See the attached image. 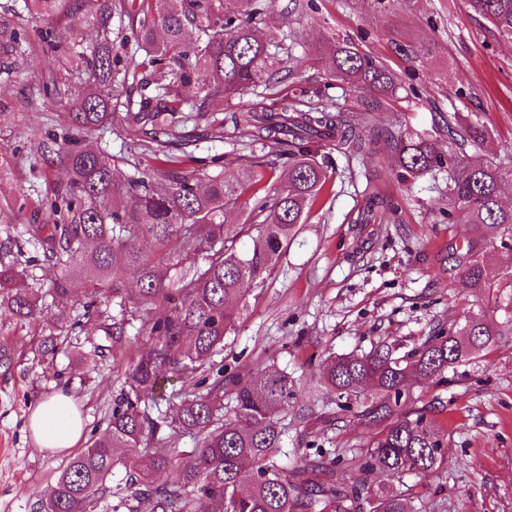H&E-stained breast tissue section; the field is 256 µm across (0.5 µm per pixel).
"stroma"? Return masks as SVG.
Wrapping results in <instances>:
<instances>
[{"label":"stroma","instance_id":"1","mask_svg":"<svg viewBox=\"0 0 512 512\" xmlns=\"http://www.w3.org/2000/svg\"><path fill=\"white\" fill-rule=\"evenodd\" d=\"M263 21L292 43L285 80L275 92L255 88L197 118V156L222 158L225 179L258 172L272 187L288 169L278 147L234 131L231 114L249 108L276 112L325 106L344 111L376 141L372 154L349 155L327 141L317 159L327 182L287 249L273 261L264 283L250 285L235 330L227 333L216 365L225 371L276 367L301 384L288 415L282 464L309 467L317 449L349 455L373 430L333 418L331 400L303 386L331 356L366 352L379 342L413 346L437 327L462 324L476 299L458 283L452 247H463L470 225L449 218L448 171L402 177L393 137L423 138L448 152V118L480 124L485 140L464 146L485 165L502 169L504 203L512 205V40L470 0H312L304 12L293 0H261ZM44 24L26 0H0V243L8 261L45 283L48 263L28 226L47 221V209L67 182L56 152L69 130L59 108L44 107L63 72L41 41ZM348 39L394 75L398 89L380 107L370 93L326 78L317 47ZM91 144L123 159L125 172L156 174L146 150L120 119L92 134ZM388 202L379 223L358 217L367 194ZM85 281L71 279L61 300L45 295V315L17 324L0 313V512H39L69 454L39 448L26 421L42 399L65 391L79 406L87 438L101 436L128 362L148 347L136 327L122 340L94 351L73 322L83 314ZM55 336L59 349L39 352L40 337ZM416 406L437 405L448 464L406 476L414 512H512V326L504 324L481 357L449 370L438 385L412 388Z\"/></svg>","mask_w":512,"mask_h":512}]
</instances>
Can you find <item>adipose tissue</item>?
<instances>
[{
	"instance_id": "obj_1",
	"label": "adipose tissue",
	"mask_w": 512,
	"mask_h": 512,
	"mask_svg": "<svg viewBox=\"0 0 512 512\" xmlns=\"http://www.w3.org/2000/svg\"><path fill=\"white\" fill-rule=\"evenodd\" d=\"M29 429L39 448L61 454L80 441L84 421L72 398L60 391L36 405L29 417Z\"/></svg>"
}]
</instances>
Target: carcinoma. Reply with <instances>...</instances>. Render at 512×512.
Here are the masks:
<instances>
[{"instance_id":"cac0c4a2","label":"carcinoma","mask_w":512,"mask_h":512,"mask_svg":"<svg viewBox=\"0 0 512 512\" xmlns=\"http://www.w3.org/2000/svg\"><path fill=\"white\" fill-rule=\"evenodd\" d=\"M235 4V9L226 2ZM34 16L52 24L45 43L86 79L70 90L65 125L77 132L100 130L120 116L134 130L162 145L175 138L186 112H208L216 103L259 85L274 88L284 77L272 53L271 28L252 21L261 14L259 0H31ZM499 33L512 39V0H471ZM128 18L129 35L145 56L125 61L112 52L113 16ZM81 18L95 27L92 51H77L63 21ZM318 53L327 60L330 78L354 83L376 95L395 93L386 68L349 42L333 41ZM151 78L153 93L140 99L122 98L121 89L138 72ZM197 89L188 101L181 88ZM233 123L257 136L290 147L288 174L280 186L252 195L242 224L225 223L224 215L254 188L257 179L234 182L217 172L198 178L185 170L186 161L207 163L192 155L160 160L162 187L147 175L126 174L119 159L70 138L57 153L68 182L61 204H51L48 224L29 228L50 258L51 291L68 295L70 279L85 276L93 298L112 299L121 319L102 320L96 302L86 306L83 330L122 335L128 319L141 323L150 347L125 370V388L114 400L106 433L89 442L59 472L41 512H93L109 489L112 473L124 469L132 489L129 512H294L298 500L308 505L328 499L336 512L356 509V496L336 497V487L322 480L326 467L290 471L279 463L285 418L294 408L295 380L284 370L269 368L224 375L211 374L208 362L224 349V337L240 318L245 284L263 283L272 262L288 245L297 226L322 190L326 174L308 145L335 139L354 151L373 143L357 132L355 123L326 107L290 115L248 109ZM405 175H419L443 165L422 139L396 144ZM448 171V196L473 236L465 250H455L461 287L479 299V309L465 324L428 336L411 349L379 344L364 353L332 357L310 380L313 387L337 400V411L350 412L381 427L355 457L357 467L377 472L388 483L367 491L372 512H410L403 478L434 472L447 465L445 432L432 410L414 406L408 380L439 382L448 370L486 350L498 335L490 310L501 309L503 289L512 288V274L492 280L487 250L493 230L505 247L512 241V208L501 203L502 172L458 160ZM385 206L372 194L360 223L367 224ZM256 231L252 249L240 252L237 239ZM149 238L152 254L138 248ZM173 271L163 280L158 267ZM136 277V297L126 302L122 277ZM26 271L0 263V310L26 323L44 316L39 289L24 287ZM169 314L151 315L156 306ZM191 383L170 413L152 416L142 406L147 394L163 392L169 378ZM183 433L196 440L191 461H179L180 450L165 445L160 433ZM170 479L157 482L156 476Z\"/></svg>"}]
</instances>
